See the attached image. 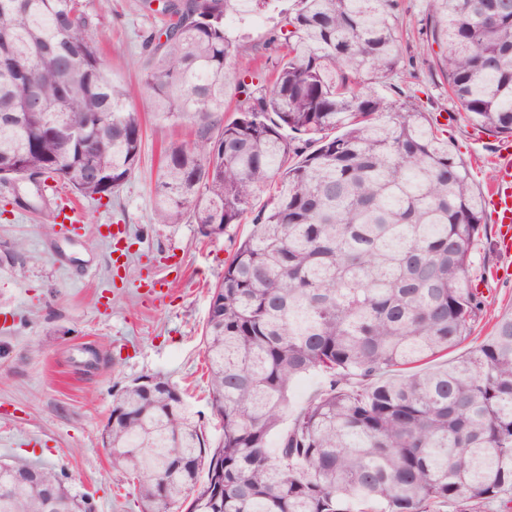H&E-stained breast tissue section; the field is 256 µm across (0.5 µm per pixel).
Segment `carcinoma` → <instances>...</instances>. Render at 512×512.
Masks as SVG:
<instances>
[{"mask_svg":"<svg viewBox=\"0 0 512 512\" xmlns=\"http://www.w3.org/2000/svg\"><path fill=\"white\" fill-rule=\"evenodd\" d=\"M278 0H173L138 86L109 74L84 0H0V181L38 173L82 200L138 168L148 96L195 127L164 150L157 224L221 230L252 215L211 291L203 334L212 447L183 394L145 376L113 396L102 439L138 480L141 512H512V313L467 357L485 301L472 285L481 193L441 123L400 112L373 84L398 73L400 0H293L268 44L271 73L235 78L234 15ZM427 28L451 98L512 137V0H434ZM267 198L258 210L252 202ZM322 389L288 414L292 382ZM58 512H94L65 475ZM0 512H48L19 482Z\"/></svg>","mask_w":512,"mask_h":512,"instance_id":"obj_1","label":"carcinoma"}]
</instances>
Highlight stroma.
Listing matches in <instances>:
<instances>
[{
	"label": "stroma",
	"instance_id": "obj_1",
	"mask_svg": "<svg viewBox=\"0 0 512 512\" xmlns=\"http://www.w3.org/2000/svg\"><path fill=\"white\" fill-rule=\"evenodd\" d=\"M84 3L110 72L136 83L149 62L143 39L159 19L142 0H112L108 9L100 0ZM433 8V0H404L398 23L410 77L376 91L389 103L438 116L449 150L470 164L484 192L512 138L470 127L449 98L423 26ZM274 24L266 15L237 22L248 52L233 74L271 67L278 56L268 43ZM133 107L144 130L140 165L110 201L83 203L77 230L44 223L28 206L29 182H0V461L64 470L94 512H140L129 474L113 466L101 440L122 386L144 376L177 385L207 442H219L201 336L211 289L250 228L234 224L205 238L193 224L155 223L161 151L194 136L188 124L154 117L146 96ZM471 276L487 315L449 351L452 362L488 336L491 317L512 312V257L498 248L496 224L475 244Z\"/></svg>",
	"mask_w": 512,
	"mask_h": 512
}]
</instances>
